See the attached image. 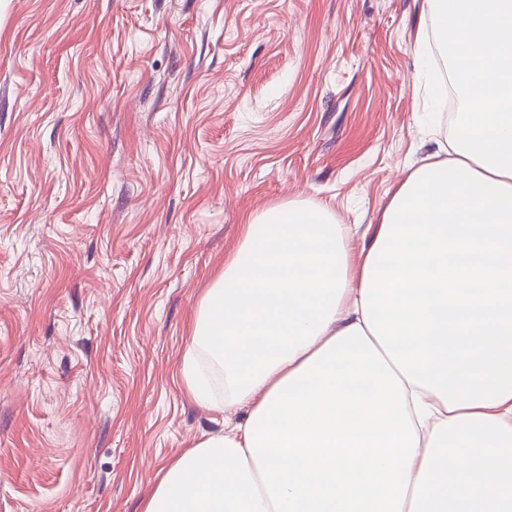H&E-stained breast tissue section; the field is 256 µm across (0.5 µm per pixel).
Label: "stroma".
Returning <instances> with one entry per match:
<instances>
[{
    "mask_svg": "<svg viewBox=\"0 0 512 512\" xmlns=\"http://www.w3.org/2000/svg\"><path fill=\"white\" fill-rule=\"evenodd\" d=\"M422 0H0V512H142L244 408L182 377L278 203L375 223L455 125ZM182 372L187 391L196 405L210 410L220 408V403L213 392L211 378L201 367L194 353H188Z\"/></svg>",
    "mask_w": 512,
    "mask_h": 512,
    "instance_id": "obj_1",
    "label": "stroma"
}]
</instances>
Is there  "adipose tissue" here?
Here are the masks:
<instances>
[{"instance_id":"adipose-tissue-1","label":"adipose tissue","mask_w":512,"mask_h":512,"mask_svg":"<svg viewBox=\"0 0 512 512\" xmlns=\"http://www.w3.org/2000/svg\"><path fill=\"white\" fill-rule=\"evenodd\" d=\"M433 40L470 61L455 138L359 263L324 207L248 218L183 368L196 405L247 417L171 460L142 512H512V0H423L416 63Z\"/></svg>"}]
</instances>
